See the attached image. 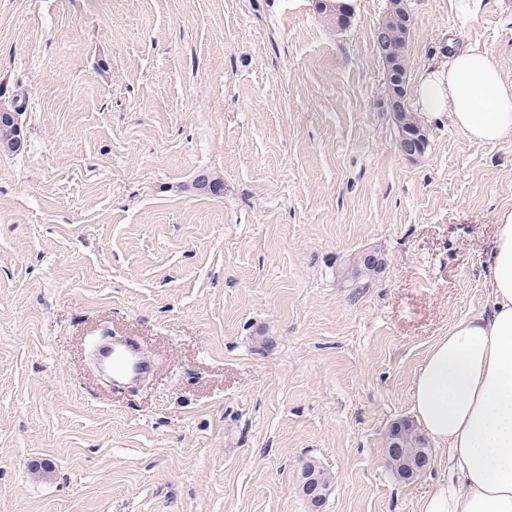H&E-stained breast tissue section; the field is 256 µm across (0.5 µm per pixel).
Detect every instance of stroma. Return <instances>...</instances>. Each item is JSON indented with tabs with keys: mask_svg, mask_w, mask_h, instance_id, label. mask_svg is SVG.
Masks as SVG:
<instances>
[{
	"mask_svg": "<svg viewBox=\"0 0 512 512\" xmlns=\"http://www.w3.org/2000/svg\"><path fill=\"white\" fill-rule=\"evenodd\" d=\"M387 4L340 29L314 0H0V103L28 100L0 150V512H311L310 459L323 512H418L443 466L398 481L385 435L485 309L512 138L444 119L398 153ZM408 6L410 79L471 45L512 83V0ZM113 335L156 360L136 391L89 361ZM313 465L317 472L331 484V477L321 467H318L315 463H313ZM315 468L309 464L303 463L301 466L300 478L302 481V488L311 494L312 507L315 511H319V508L323 505V502L330 491V487L323 485L321 477L315 471Z\"/></svg>",
	"mask_w": 512,
	"mask_h": 512,
	"instance_id": "1",
	"label": "stroma"
}]
</instances>
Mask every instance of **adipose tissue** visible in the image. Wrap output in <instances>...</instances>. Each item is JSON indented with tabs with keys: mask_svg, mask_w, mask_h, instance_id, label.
Returning <instances> with one entry per match:
<instances>
[{
	"mask_svg": "<svg viewBox=\"0 0 512 512\" xmlns=\"http://www.w3.org/2000/svg\"><path fill=\"white\" fill-rule=\"evenodd\" d=\"M416 110L479 142L512 137V84L469 48L424 68ZM485 313L456 322L430 348L412 387V411L448 461L420 512H512V211L486 258Z\"/></svg>",
	"mask_w": 512,
	"mask_h": 512,
	"instance_id": "obj_1",
	"label": "adipose tissue"
}]
</instances>
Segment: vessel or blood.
<instances>
[{"label":"vessel or blood","instance_id":"1","mask_svg":"<svg viewBox=\"0 0 512 512\" xmlns=\"http://www.w3.org/2000/svg\"><path fill=\"white\" fill-rule=\"evenodd\" d=\"M98 372L114 389H131L149 380L155 372L153 360L140 343L131 337L100 340L92 350Z\"/></svg>","mask_w":512,"mask_h":512}]
</instances>
